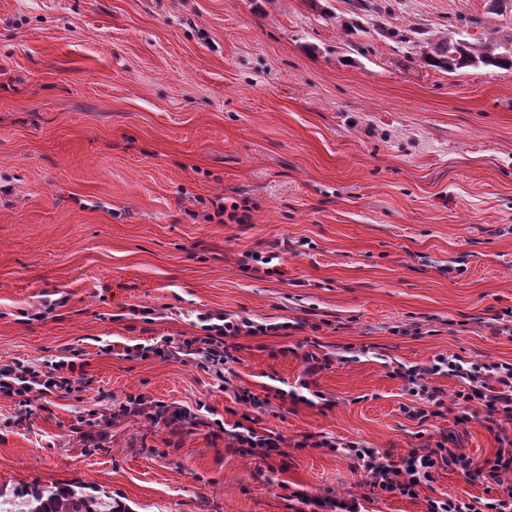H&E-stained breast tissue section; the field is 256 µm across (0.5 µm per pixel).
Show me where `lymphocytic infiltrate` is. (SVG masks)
<instances>
[{"label": "lymphocytic infiltrate", "instance_id": "obj_1", "mask_svg": "<svg viewBox=\"0 0 512 512\" xmlns=\"http://www.w3.org/2000/svg\"><path fill=\"white\" fill-rule=\"evenodd\" d=\"M204 336L184 340L181 351L186 355L203 354L213 368L233 361L227 340L231 337L259 336L291 329V322L257 324L246 318L207 315L203 318ZM83 367L77 354L66 353L44 368L18 361L0 366V393L29 397L30 393L50 395L71 390L76 375ZM442 375L461 381L454 393L458 407L456 421L465 425L481 423L494 433L499 447L493 458L485 460L481 476L485 483L496 486V497L486 499L481 506H471L452 498L432 499L427 512H512V435L506 431L512 422V362H480L459 356H437L430 365L409 367L404 376L411 385L412 396L419 407L410 409L411 418L426 421L431 410L444 407V392L432 385L430 376ZM347 453L355 460L359 472L370 480L373 489L403 496H416L418 486L431 482L440 468L451 469L463 477L471 475V460L461 449L456 434L440 433L438 439L394 460L379 449L359 442L349 443Z\"/></svg>", "mask_w": 512, "mask_h": 512}]
</instances>
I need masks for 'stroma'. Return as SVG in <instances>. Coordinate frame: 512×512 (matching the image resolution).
Returning a JSON list of instances; mask_svg holds the SVG:
<instances>
[{"label":"stroma","instance_id":"35a3bbf8","mask_svg":"<svg viewBox=\"0 0 512 512\" xmlns=\"http://www.w3.org/2000/svg\"><path fill=\"white\" fill-rule=\"evenodd\" d=\"M457 33L511 52L512 0H0V366L86 362L69 392L0 393V490L127 512L488 498L443 469L416 497L377 493L344 449L398 458L442 431L477 464L498 448L450 400L410 418L398 374L512 362L490 328L512 309V69L422 66ZM220 198L249 223L214 220ZM283 240L279 274L241 265ZM205 313L302 326L241 337L218 372L179 352ZM310 352L333 364L306 391ZM245 391L282 439L264 460L221 428ZM17 497L22 498L25 512H126L82 488H24ZM289 500H297L299 504L305 505L307 509L303 507H297L296 504H288V508L295 509L294 512H319L318 509H322L321 512H361L362 506L357 499H333L327 497H314L294 494L288 498ZM314 507L309 509V507Z\"/></svg>","mask_w":512,"mask_h":512}]
</instances>
